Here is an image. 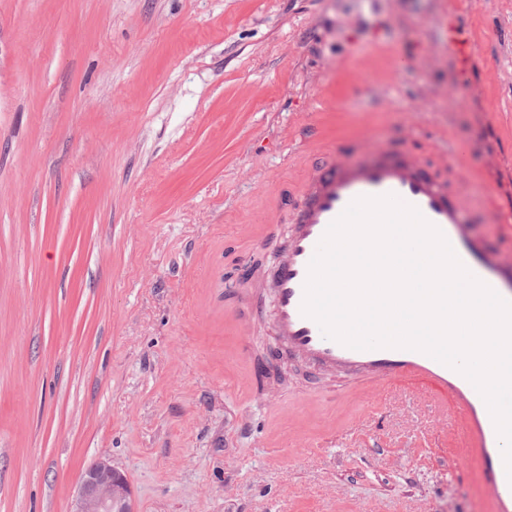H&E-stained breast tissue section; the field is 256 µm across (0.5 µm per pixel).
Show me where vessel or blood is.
I'll list each match as a JSON object with an SVG mask.
<instances>
[{"mask_svg":"<svg viewBox=\"0 0 512 512\" xmlns=\"http://www.w3.org/2000/svg\"><path fill=\"white\" fill-rule=\"evenodd\" d=\"M386 194L416 207L442 231L474 277L512 300V263L490 250L474 232L470 199L420 159L383 147L368 162L317 161L309 167L304 192L294 207V229L267 281L271 309L255 307L246 317L228 309L224 315L241 331L246 319H271L276 343L320 370L344 373L361 382L406 379L419 383L440 411L455 409L460 446L480 458L485 496L495 512H512V479L507 476L501 439L484 399L466 377L420 351L346 347L325 338L317 322L301 310L308 266L329 225L352 200Z\"/></svg>","mask_w":512,"mask_h":512,"instance_id":"obj_1","label":"vessel or blood"}]
</instances>
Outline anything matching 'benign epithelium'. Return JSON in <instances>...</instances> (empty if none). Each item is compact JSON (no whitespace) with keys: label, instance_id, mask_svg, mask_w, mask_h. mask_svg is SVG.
I'll return each instance as SVG.
<instances>
[{"label":"benign epithelium","instance_id":"benign-epithelium-1","mask_svg":"<svg viewBox=\"0 0 512 512\" xmlns=\"http://www.w3.org/2000/svg\"><path fill=\"white\" fill-rule=\"evenodd\" d=\"M71 512H135L125 474L104 458L89 465L80 473Z\"/></svg>","mask_w":512,"mask_h":512}]
</instances>
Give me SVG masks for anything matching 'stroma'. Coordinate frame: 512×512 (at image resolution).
Wrapping results in <instances>:
<instances>
[{
    "label": "stroma",
    "instance_id": "1",
    "mask_svg": "<svg viewBox=\"0 0 512 512\" xmlns=\"http://www.w3.org/2000/svg\"><path fill=\"white\" fill-rule=\"evenodd\" d=\"M386 143L512 215V0H0V512H70L101 457L137 512H492L407 382L329 397L264 321L237 392L256 226Z\"/></svg>",
    "mask_w": 512,
    "mask_h": 512
}]
</instances>
